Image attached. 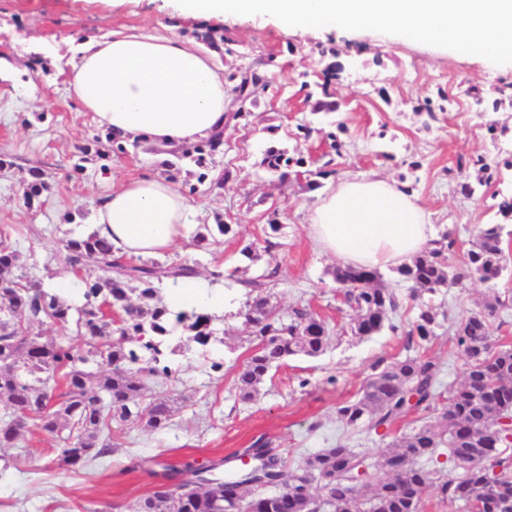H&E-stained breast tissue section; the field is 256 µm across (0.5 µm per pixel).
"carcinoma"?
<instances>
[{
    "label": "carcinoma",
    "instance_id": "carcinoma-1",
    "mask_svg": "<svg viewBox=\"0 0 512 512\" xmlns=\"http://www.w3.org/2000/svg\"><path fill=\"white\" fill-rule=\"evenodd\" d=\"M229 79L238 80L234 92L245 102L269 85L254 70L232 73ZM223 138L224 132H216L182 154L203 167ZM290 161L283 151L271 149L263 165L276 173ZM46 188L43 172L30 169L25 204L33 205ZM502 230L500 224L481 226L463 268L450 265L448 245L441 239L397 273L430 294L467 278L493 282L503 270ZM59 257L69 272L80 273L84 292L79 305L23 275L12 276L21 267L20 255L0 238V283L12 284L0 288V401L10 410L0 420V448L15 445L29 415L40 412L50 395L57 408L34 426L56 439L51 463L76 471L113 451L114 422L165 427L174 402L148 399L147 380L169 376V356L208 345L216 316L197 309L175 312L162 300L160 285L197 276L186 262L124 264L108 275L104 267L112 265L114 249L94 233L61 240ZM331 275L344 290V304L355 313L348 326L351 335L379 332L388 313L398 309L396 295L383 285L377 269L339 266ZM104 302L122 312L120 325L111 332L101 321ZM494 310L488 303L457 325L456 344L466 356L464 378L447 393L437 391L440 368L433 359L406 357L376 363L359 397L338 407L341 422L368 434L411 413L432 415L433 421L387 444L378 460L341 444L324 448L288 474L284 491L269 494L266 488L278 486L283 475L282 461L268 442L258 439L251 450L267 457L262 476L213 483L187 463L168 469L172 488L152 491L134 504L135 512H224L225 504L244 500L246 486L252 492L244 500L248 512H423L432 488L450 506L496 512L499 501L512 497V442L503 436L495 443L489 431L497 418L512 415V347L493 348L489 317ZM437 317L433 307L422 305L408 335L431 342ZM245 319L256 351L236 378L243 402L255 397L272 369L291 356H319L329 340L327 325L314 313L295 311L286 322L262 298L253 301ZM48 322L58 325L64 338L44 340L40 327ZM179 326L184 337L173 343L170 337ZM440 447L448 448L459 473L423 464ZM361 467H377L384 477L358 486L350 474Z\"/></svg>",
    "mask_w": 512,
    "mask_h": 512
}]
</instances>
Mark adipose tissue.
Here are the masks:
<instances>
[{
  "mask_svg": "<svg viewBox=\"0 0 512 512\" xmlns=\"http://www.w3.org/2000/svg\"><path fill=\"white\" fill-rule=\"evenodd\" d=\"M80 53L70 89L114 141L189 145L223 128L224 75L180 37L120 29L83 42ZM190 210L174 184L143 176L100 199L95 229L122 254L157 255L183 242ZM308 233L319 253L370 268L403 266L434 240L424 209L383 177L330 184L309 213Z\"/></svg>",
  "mask_w": 512,
  "mask_h": 512,
  "instance_id": "ef3b65f1",
  "label": "adipose tissue"
}]
</instances>
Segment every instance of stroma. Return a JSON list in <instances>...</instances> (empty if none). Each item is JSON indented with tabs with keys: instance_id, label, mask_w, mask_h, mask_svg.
I'll return each mask as SVG.
<instances>
[{
	"instance_id": "stroma-1",
	"label": "stroma",
	"mask_w": 512,
	"mask_h": 512,
	"mask_svg": "<svg viewBox=\"0 0 512 512\" xmlns=\"http://www.w3.org/2000/svg\"><path fill=\"white\" fill-rule=\"evenodd\" d=\"M117 28L178 35L225 72L272 69L270 87L255 102L242 108L228 102L224 145L209 161L205 183H198L195 164L179 159L172 147L129 142L124 151L98 157L93 138L100 128L92 113L81 110L69 77L82 40L105 38ZM0 60L9 65L0 73V231L20 253L29 278L47 288L66 278L56 260L58 243L93 231L99 195L134 177H170L189 191L194 214L188 239L163 259L195 266L198 279L224 297L216 340L170 356V376L150 385L152 396L174 402L166 428L113 425L115 451L75 473L53 465V437L24 430L4 451L18 466L0 475V512H105L112 504L131 505L154 488L163 467L207 465L260 438L278 449L291 471L339 442L376 458L406 433V425L396 423L383 436L354 433L337 416L339 406L358 396L375 362L433 359L442 370L438 389L446 391L462 380L466 361L456 324L493 300L499 306L491 334L512 345V215L498 209L512 198V63L456 58L371 31L287 32L269 17L183 20L167 0H0ZM336 62L342 66L338 79L325 81V70ZM470 87L485 97L482 109L465 96ZM442 93L451 104L440 112ZM326 97L335 101V111L317 110ZM272 148L297 160L285 176L262 164ZM484 163L495 172L492 180L483 177ZM33 167L44 170L50 189L29 208L24 190ZM375 174L416 199L436 236L450 235L452 265L465 264L480 225H502L505 268L490 283L473 278L422 295L413 294L394 269H384L382 282L400 306L382 331L358 339L341 332L352 313L331 276L337 262L318 254L308 235L307 213L319 195L309 183L325 187ZM465 184L471 194L462 192ZM273 217L282 230L267 253ZM220 222L231 232L197 247L193 234ZM250 243L260 250L258 260L241 253ZM274 267L278 276L267 278ZM217 271L225 280L215 284ZM254 279L263 287H251ZM258 297L283 315L295 308L317 313L330 342L318 357L288 358L256 398L244 402L235 388L253 351L244 313ZM425 302L438 313L437 337L409 344L407 333ZM215 361L223 362L221 371L212 370Z\"/></svg>"
}]
</instances>
